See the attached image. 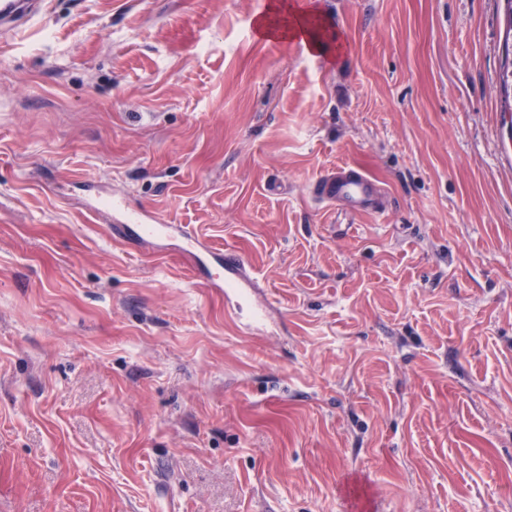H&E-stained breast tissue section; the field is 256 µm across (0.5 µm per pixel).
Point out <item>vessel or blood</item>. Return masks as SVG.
I'll list each match as a JSON object with an SVG mask.
<instances>
[{
    "label": "vessel or blood",
    "instance_id": "vessel-or-blood-1",
    "mask_svg": "<svg viewBox=\"0 0 512 512\" xmlns=\"http://www.w3.org/2000/svg\"><path fill=\"white\" fill-rule=\"evenodd\" d=\"M384 193L379 182L353 166L337 168L336 172L324 175L313 186V195L319 202L337 203L359 212L379 211V200ZM93 213L100 218H110L113 233L120 238L130 232L140 240L150 241L166 237L171 231L170 225L161 223L154 214L130 207L124 195L118 192L104 204L94 207ZM214 260L222 274L211 280V287L223 289L232 313H247V329L264 327L265 307L251 299L249 264L229 252L215 254Z\"/></svg>",
    "mask_w": 512,
    "mask_h": 512
}]
</instances>
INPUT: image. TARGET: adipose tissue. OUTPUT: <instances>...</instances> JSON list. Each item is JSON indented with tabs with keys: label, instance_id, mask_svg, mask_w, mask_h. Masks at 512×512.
I'll list each match as a JSON object with an SVG mask.
<instances>
[{
	"label": "adipose tissue",
	"instance_id": "adipose-tissue-1",
	"mask_svg": "<svg viewBox=\"0 0 512 512\" xmlns=\"http://www.w3.org/2000/svg\"><path fill=\"white\" fill-rule=\"evenodd\" d=\"M255 31L262 39L291 35L300 38L309 50L325 49L318 18L293 9L286 0H272L267 12L256 18Z\"/></svg>",
	"mask_w": 512,
	"mask_h": 512
}]
</instances>
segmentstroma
<instances>
[{
  "label": "stroma",
  "mask_w": 512,
  "mask_h": 512,
  "mask_svg": "<svg viewBox=\"0 0 512 512\" xmlns=\"http://www.w3.org/2000/svg\"><path fill=\"white\" fill-rule=\"evenodd\" d=\"M48 0L0 35V512H512L505 0ZM355 165L389 201L312 185ZM127 193L236 250L241 332ZM255 31L262 39L289 34L299 37L308 50H325L318 18L312 13H301L281 0L271 2L268 11L256 18ZM312 192L321 203H337L359 212H382L378 200L385 189L362 169L344 166L319 179ZM92 213L99 219H112L113 234L121 239L127 238L126 230L141 241H150L168 236L172 229L169 224H161L154 214L130 207L124 195L118 192H113L104 204L94 207Z\"/></svg>",
  "instance_id": "35a3bbf8"
}]
</instances>
